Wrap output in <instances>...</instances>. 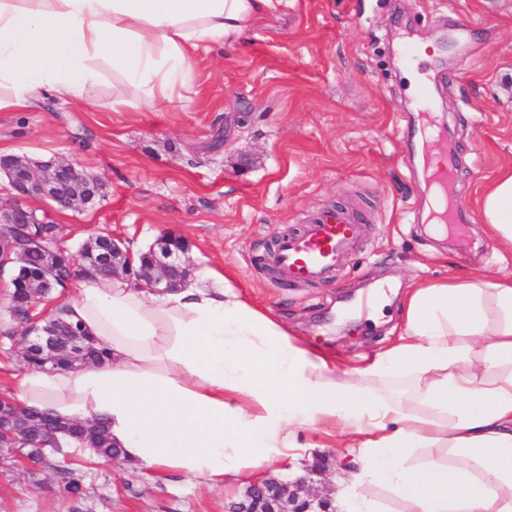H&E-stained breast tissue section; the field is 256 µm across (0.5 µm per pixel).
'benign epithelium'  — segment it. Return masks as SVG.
<instances>
[{"label": "benign epithelium", "instance_id": "benign-epithelium-1", "mask_svg": "<svg viewBox=\"0 0 512 512\" xmlns=\"http://www.w3.org/2000/svg\"><path fill=\"white\" fill-rule=\"evenodd\" d=\"M5 172L12 188L17 192V202L0 211L1 224H36V212L26 206L28 199L49 200L61 208H71L77 203L86 204L97 195L100 181L91 177L72 163L48 161L33 164L25 159L0 162V172ZM124 242L112 238V276L135 277L137 284L150 290H171L186 279L189 268L186 251L167 238L157 240L153 249V261L135 270L134 257L123 248ZM37 325L26 328L23 336L22 356L35 353L42 358L47 371L56 366V354L66 347L73 355L72 363L84 362L85 337L75 334L62 336L53 322L36 318ZM12 406V412L0 425V464L24 462L34 463L62 451L61 445L53 443L58 433H71L69 423L63 422L50 432L48 443L36 448L29 447L30 422L23 409L14 399L0 397V408L4 403ZM80 440L95 447L98 440L99 422L80 421ZM226 512H330L326 497L310 492L306 481H282L277 478L252 482L243 497L233 503Z\"/></svg>", "mask_w": 512, "mask_h": 512}]
</instances>
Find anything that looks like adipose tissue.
<instances>
[{"label":"adipose tissue","mask_w":512,"mask_h":512,"mask_svg":"<svg viewBox=\"0 0 512 512\" xmlns=\"http://www.w3.org/2000/svg\"><path fill=\"white\" fill-rule=\"evenodd\" d=\"M276 3L0 0V110L33 106L42 91L82 99L107 76L116 105L185 98L194 54L236 41ZM480 217L512 251V166L487 187ZM65 308L107 361L25 368L16 398L103 419L123 462L222 488L263 479L299 458L300 431L339 423L358 465L348 512H376L369 485L412 512H512V274L414 285L398 342L343 373L227 274L153 292L86 272ZM418 448L450 460L407 465Z\"/></svg>","instance_id":"obj_1"}]
</instances>
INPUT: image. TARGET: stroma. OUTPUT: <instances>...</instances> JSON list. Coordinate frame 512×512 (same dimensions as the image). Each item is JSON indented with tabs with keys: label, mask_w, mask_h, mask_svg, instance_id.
I'll return each mask as SVG.
<instances>
[{
	"label": "stroma",
	"mask_w": 512,
	"mask_h": 512,
	"mask_svg": "<svg viewBox=\"0 0 512 512\" xmlns=\"http://www.w3.org/2000/svg\"><path fill=\"white\" fill-rule=\"evenodd\" d=\"M400 42L426 50L430 113L412 105ZM193 69L195 93L152 112L109 107L106 82L85 102L43 92L32 108L0 111V156L71 162L102 184L89 204L32 203L61 225L71 253L99 234L142 251L164 234L182 238L193 276L232 269L340 372L397 340L412 283L512 271L478 212L512 165V0H281L238 41L198 52ZM430 123L458 163L464 215L441 233L418 159ZM336 208L359 220L363 241L332 278L291 283L262 263L275 234ZM10 278L0 273V397L15 395L23 368ZM341 439L337 428L299 435L309 487L333 499L353 473ZM64 463L84 470L86 496L61 495L52 470L16 465L0 470V512H224L233 497L85 455Z\"/></svg>",
	"instance_id": "1"
}]
</instances>
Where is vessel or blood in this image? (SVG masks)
I'll list each match as a JSON object with an SVG mask.
<instances>
[{
    "mask_svg": "<svg viewBox=\"0 0 512 512\" xmlns=\"http://www.w3.org/2000/svg\"><path fill=\"white\" fill-rule=\"evenodd\" d=\"M361 226L345 212L326 210L296 234L278 235L271 254L291 282H317L332 275L346 253L358 248Z\"/></svg>",
    "mask_w": 512,
    "mask_h": 512,
    "instance_id": "obj_1",
    "label": "vessel or blood"
}]
</instances>
